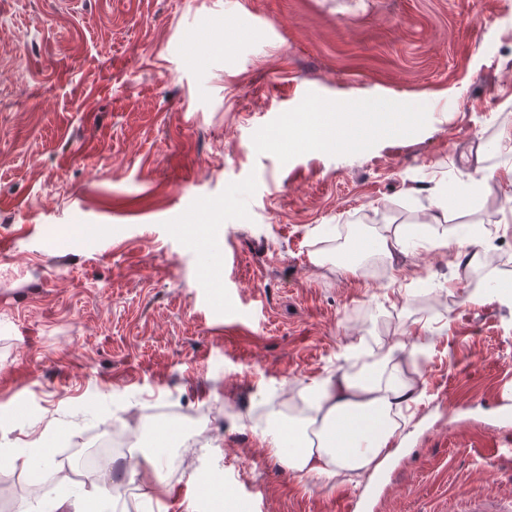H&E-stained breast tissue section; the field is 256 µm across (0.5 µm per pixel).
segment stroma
<instances>
[{
  "mask_svg": "<svg viewBox=\"0 0 512 512\" xmlns=\"http://www.w3.org/2000/svg\"><path fill=\"white\" fill-rule=\"evenodd\" d=\"M507 2L0 0V448L58 431L45 496L124 428L172 448L167 512L211 481L229 512H363L375 482L290 473L237 417L369 339L426 343L377 512L512 502V308L480 292L512 277ZM304 86L425 116L319 149ZM438 184L467 197L427 226ZM390 225L411 248L379 272L311 261Z\"/></svg>",
  "mask_w": 512,
  "mask_h": 512,
  "instance_id": "stroma-1",
  "label": "stroma"
}]
</instances>
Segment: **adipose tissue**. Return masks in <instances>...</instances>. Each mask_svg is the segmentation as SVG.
Segmentation results:
<instances>
[{"mask_svg": "<svg viewBox=\"0 0 512 512\" xmlns=\"http://www.w3.org/2000/svg\"><path fill=\"white\" fill-rule=\"evenodd\" d=\"M399 125L392 107L363 104L356 112L343 113L339 121L315 125L311 142L337 139L344 129L349 144L356 147ZM406 252V236L396 229L372 238L356 236L352 254L339 261H330L323 251L314 255L313 262L355 275L366 254L394 262ZM422 353V347L403 341L366 348L363 361L302 387L284 408L249 419L247 427L267 454L294 474L359 482L381 469L406 423L405 410L420 396L416 373ZM26 447L23 454L0 448V471L22 466L37 476L51 466L52 437L39 435ZM120 498V484L109 480L90 493L71 490L51 499L36 489L22 512H108Z\"/></svg>", "mask_w": 512, "mask_h": 512, "instance_id": "obj_1", "label": "adipose tissue"}]
</instances>
